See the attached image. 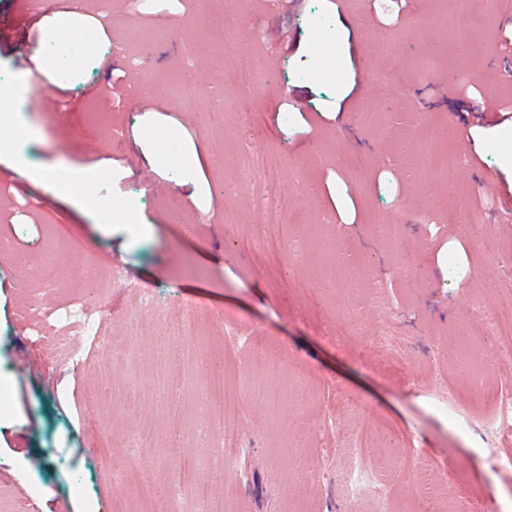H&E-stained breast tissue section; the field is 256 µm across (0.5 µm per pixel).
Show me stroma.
I'll list each match as a JSON object with an SVG mask.
<instances>
[{
    "label": "stroma",
    "mask_w": 512,
    "mask_h": 512,
    "mask_svg": "<svg viewBox=\"0 0 512 512\" xmlns=\"http://www.w3.org/2000/svg\"><path fill=\"white\" fill-rule=\"evenodd\" d=\"M73 8L85 25L68 53L96 51L49 86L48 108L0 43V137L38 132L0 157V505L134 512L126 474L171 485L191 467L214 499L182 488L178 512H512L493 468L512 444L493 404L471 400L512 394V357L478 336L466 372L457 330L512 307V118L465 127L459 94L512 99V0L469 16L456 0H0L35 46L39 21ZM242 58L251 81L225 83ZM431 152L454 153L455 172L425 171ZM268 161L279 182L263 180ZM86 172L96 210L36 180ZM129 197L133 223H113ZM272 220L288 229L275 261L249 237ZM329 264L340 280L309 302ZM81 298L98 335L64 320ZM29 307L67 343L38 336ZM185 317L188 340L171 332ZM135 320L151 330L118 354ZM228 352L236 396L220 403L207 375ZM270 388L279 401L261 399ZM371 424L390 428L385 447L341 448ZM219 425L240 437L232 453ZM423 469L447 474L441 503Z\"/></svg>",
    "instance_id": "stroma-1"
}]
</instances>
